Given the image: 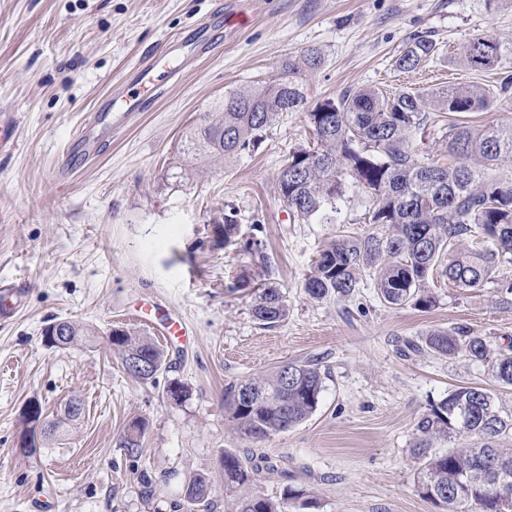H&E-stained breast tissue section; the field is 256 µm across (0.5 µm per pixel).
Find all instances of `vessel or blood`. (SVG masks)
Listing matches in <instances>:
<instances>
[{"label": "vessel or blood", "instance_id": "obj_1", "mask_svg": "<svg viewBox=\"0 0 512 512\" xmlns=\"http://www.w3.org/2000/svg\"><path fill=\"white\" fill-rule=\"evenodd\" d=\"M197 41L190 40L177 45H169L167 62L159 59L145 58L130 73L123 85L113 91L105 99L96 112L81 126L76 139L67 144L58 158V170L69 173L80 166L88 155L96 153L101 141L111 136L114 128L125 124L129 116L136 112L145 111L148 100L144 89H162L178 74L177 59L187 51H196ZM20 115L5 109H0V153L14 147ZM23 304V298L17 287L0 289V320L9 321L15 316Z\"/></svg>", "mask_w": 512, "mask_h": 512}]
</instances>
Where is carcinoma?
Instances as JSON below:
<instances>
[{
    "label": "carcinoma",
    "mask_w": 512,
    "mask_h": 512,
    "mask_svg": "<svg viewBox=\"0 0 512 512\" xmlns=\"http://www.w3.org/2000/svg\"><path fill=\"white\" fill-rule=\"evenodd\" d=\"M435 52V43L413 38L396 59L398 68L417 69ZM501 46L477 36L460 49L459 59L475 70L495 67ZM303 66L288 62V75L273 84L240 89L224 95L212 112L185 135L183 154L195 160L230 157L255 148L282 112L308 110L316 136L312 149L292 151L278 175V187L293 215L332 223L345 184L366 193L373 205L368 223L381 234L341 236L323 248L305 282L315 300L328 295H352L361 274H375V286L389 305L429 309L435 303L427 286L435 273L459 290L482 288L497 266L512 256V185L489 175L502 162L512 161V124L448 122L447 154L430 159L421 155L416 135L428 113L466 114L493 107L497 96L471 85L431 92L401 91L386 96L373 88L348 90L338 101L326 100L307 109L300 89L302 68L314 69L321 58L302 53ZM254 320L267 326L284 320L288 305L279 288L269 285L255 296ZM67 336L59 348L77 345L91 328L71 320L54 323ZM107 344L123 364L138 356L151 370L134 373L155 381L165 356L147 338L128 331L112 332ZM441 356L486 360L490 342L463 328L434 332L408 347ZM501 386L512 387V355L492 366ZM324 378L319 368L290 362L226 389V402L235 425L251 440H264L307 420L317 409ZM251 389L255 398L242 393ZM512 439V415L503 412L496 395L476 384L457 386L429 405L415 424L412 454L419 460L416 486L420 495L441 512H512L496 495V480L512 482V455L500 442ZM455 439L461 445L438 450L437 440ZM224 486L236 493L232 512H288L300 497L287 489L272 499L256 487L255 468L248 457L222 455ZM209 481L203 476L184 485L185 500L209 505Z\"/></svg>",
    "instance_id": "carcinoma-1"
}]
</instances>
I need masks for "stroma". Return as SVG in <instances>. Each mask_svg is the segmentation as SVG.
<instances>
[{"label": "stroma", "mask_w": 512, "mask_h": 512, "mask_svg": "<svg viewBox=\"0 0 512 512\" xmlns=\"http://www.w3.org/2000/svg\"><path fill=\"white\" fill-rule=\"evenodd\" d=\"M219 6L229 19L219 46L189 58L96 160L59 176L62 146L98 99L146 55L196 36ZM416 34L437 51L400 70L395 61ZM478 35L505 49L482 73L457 55ZM307 49L321 56L302 82L311 107L364 87L389 96L493 89L512 77V0H0V107L21 116L14 149L0 154V281L25 296L19 315L0 324V512H189L183 484L196 474L211 483L210 512H230L227 450L253 455L266 496L290 487L313 499L308 512H439L416 489L418 417L467 383L496 389L512 413V388H497L490 362L407 347L466 327L490 340L493 356L506 352L512 295L500 285L512 282V262L476 290L430 278L428 309L387 304L368 272L350 297L314 300L304 285L319 250L377 227L369 197L350 187L332 224L297 220L283 201L280 169L315 140L307 113H281L255 152L182 155L201 112L227 92L276 81ZM180 163L187 175L172 178ZM228 214L237 224L229 244ZM263 283L288 304L271 327L251 314ZM138 306L189 329L186 342L164 344L166 368L148 383L105 342L115 327L155 339L133 321ZM57 319L94 327L97 345H45L42 332ZM288 361L324 373L316 412L287 432L247 439L225 407L226 387ZM174 382L188 390L178 402L167 395ZM73 398L80 418L22 454L26 405L38 402L51 420ZM139 419L142 447L131 454L119 439Z\"/></svg>", "instance_id": "stroma-1"}]
</instances>
